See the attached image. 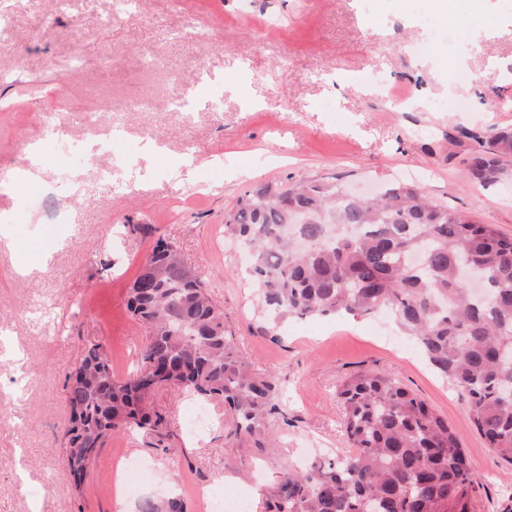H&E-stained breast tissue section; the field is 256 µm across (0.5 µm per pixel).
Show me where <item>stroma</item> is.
<instances>
[{"instance_id": "stroma-1", "label": "stroma", "mask_w": 512, "mask_h": 512, "mask_svg": "<svg viewBox=\"0 0 512 512\" xmlns=\"http://www.w3.org/2000/svg\"><path fill=\"white\" fill-rule=\"evenodd\" d=\"M113 2L68 0L61 14L53 0H0V177L25 166L52 110L79 190L62 181L50 139L33 177L0 193V214L23 224L17 242L0 235V512H136L171 494L206 512L227 492L263 512L286 466L349 451L336 386L367 368L447 419L477 512H512V466L413 343L391 344L387 315L291 318L259 335L243 249L224 237V212L246 189L289 176L361 190L412 178L512 237V179L483 187L466 175L472 133L512 126V0H482L475 31L426 0H140L117 17ZM364 72L426 109H394ZM176 92L191 94L187 110L170 108ZM105 105L125 127L108 153L96 148L104 125L81 122ZM160 238L202 273L252 369L278 377L286 416L267 425L277 448L227 443L223 400L165 386L151 406L167 436L113 433L78 489L62 442L65 375L99 343L117 378L136 369L147 330L127 296Z\"/></svg>"}]
</instances>
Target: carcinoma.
I'll use <instances>...</instances> for the list:
<instances>
[{
  "label": "carcinoma",
  "instance_id": "cac0c4a2",
  "mask_svg": "<svg viewBox=\"0 0 512 512\" xmlns=\"http://www.w3.org/2000/svg\"><path fill=\"white\" fill-rule=\"evenodd\" d=\"M467 169L480 185L501 182L512 129L470 134ZM224 230L248 252L267 335L287 318L389 310L429 365L455 387L490 448L512 465V238L426 198L410 181L373 198L338 182L286 179L246 190L224 212ZM486 274L477 294L457 276L462 262ZM129 311L148 328L138 368L112 374L104 347L90 346L65 375L63 433L74 487L117 431L160 432L149 406L171 386L231 412L232 442L269 448L267 421L281 413L273 375L258 376L226 335L204 279L157 240L130 288ZM336 395L353 451L284 470L266 512H475V480L459 441L417 394L374 371L341 379ZM139 512H185L178 497L144 498Z\"/></svg>",
  "mask_w": 512,
  "mask_h": 512
}]
</instances>
